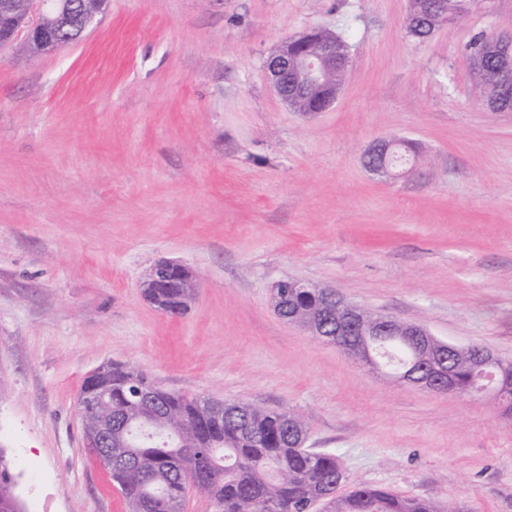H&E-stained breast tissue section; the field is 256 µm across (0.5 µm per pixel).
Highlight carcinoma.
Here are the masks:
<instances>
[{
	"label": "carcinoma",
	"instance_id": "carcinoma-1",
	"mask_svg": "<svg viewBox=\"0 0 512 512\" xmlns=\"http://www.w3.org/2000/svg\"><path fill=\"white\" fill-rule=\"evenodd\" d=\"M473 0H412L407 29L415 38L428 37L435 27L467 14ZM297 40L316 50L336 43V68L327 72L325 88L341 86L349 61V46L337 33L314 28ZM493 33L481 34L468 45L472 79L486 95L512 83V61L498 50ZM297 111L325 110L327 96L296 90ZM145 298L161 311L183 314L195 295L193 288L175 285L143 289ZM283 315L306 325L315 318L335 328L336 291L329 288L283 287L277 290ZM459 392L474 384L468 359L450 362ZM80 392L96 403L83 416L91 429L112 416V426L125 434L112 439V484L131 512H183L190 489L206 495L214 512H313L318 502L326 512H436L433 503L401 497L371 486L334 496L343 477L335 454L301 448L287 419L305 422L295 413L238 406L231 401L188 398L167 391L130 366L112 363L86 377ZM208 453L206 463L197 454ZM0 512H22L6 470L0 469Z\"/></svg>",
	"mask_w": 512,
	"mask_h": 512
}]
</instances>
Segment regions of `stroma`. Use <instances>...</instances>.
Wrapping results in <instances>:
<instances>
[{"label": "stroma", "instance_id": "stroma-1", "mask_svg": "<svg viewBox=\"0 0 512 512\" xmlns=\"http://www.w3.org/2000/svg\"><path fill=\"white\" fill-rule=\"evenodd\" d=\"M410 0H105L84 38L0 46V465L24 512H127L76 400L110 362L187 397L301 414L338 495L381 487L439 512H512V417L489 397L390 379L275 312L295 278L512 361V112L470 76L481 0L424 40ZM326 27L350 71L324 112L270 87L275 46ZM411 139L389 179L363 156ZM193 273L171 317L141 285ZM188 268L173 261H163L151 268L144 284L154 286L170 275L182 277L183 286L175 285L164 288H143L145 298L160 311H172L183 314L188 310L189 304L195 295L192 275L187 277Z\"/></svg>", "mask_w": 512, "mask_h": 512}]
</instances>
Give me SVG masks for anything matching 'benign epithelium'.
<instances>
[{
	"label": "benign epithelium",
	"instance_id": "obj_1",
	"mask_svg": "<svg viewBox=\"0 0 512 512\" xmlns=\"http://www.w3.org/2000/svg\"><path fill=\"white\" fill-rule=\"evenodd\" d=\"M96 18V11L80 7L74 3L58 7L51 0H26L22 15L15 17L9 26L0 27V45L15 39L24 33L28 47L38 52H51L58 48V40L72 29L85 31ZM336 66V48L321 49L316 56L305 53L293 40L277 46L266 62L268 79L275 93L284 103L292 98L288 90L289 80L296 83L315 84L322 74ZM403 142L401 138L381 139L373 143L367 153L382 155L381 161L369 167L377 175H387L391 170L403 167L410 159L399 157L394 147ZM187 267L173 262L163 261L151 268L145 283L155 285L170 275L182 277L183 287H193V277L186 276ZM338 309L341 316L336 318V347L355 356L375 370L390 367L388 354L384 353L385 344L399 340L412 345L426 361V369L416 375L404 369H395L393 373L403 382L440 394L458 393L453 370L449 366V355L461 350V347L441 341L426 328L405 323L399 319L381 315L367 317V311L346 299H340ZM471 371L488 381L482 394L492 398L505 413L512 412V363H506L490 350L482 348L471 359Z\"/></svg>",
	"mask_w": 512,
	"mask_h": 512
}]
</instances>
